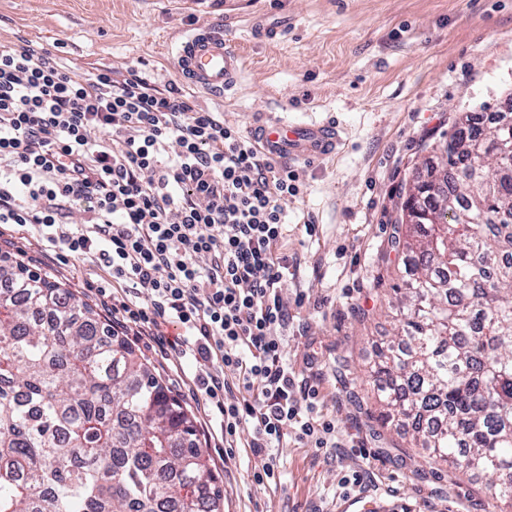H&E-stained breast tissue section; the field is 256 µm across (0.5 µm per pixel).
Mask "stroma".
I'll use <instances>...</instances> for the list:
<instances>
[{"label": "stroma", "instance_id": "35a3bbf8", "mask_svg": "<svg viewBox=\"0 0 512 512\" xmlns=\"http://www.w3.org/2000/svg\"><path fill=\"white\" fill-rule=\"evenodd\" d=\"M207 21L223 24L243 66L232 90L198 93L200 105L246 132L273 113L330 121L342 136L332 155L291 163L307 190L284 204L297 271L281 291L285 359L317 384L339 447L288 442L280 486L256 485L254 457L226 453L218 420L197 400L194 362L127 336L188 409L222 481V512H344L358 496L359 512H484L485 479L421 466L410 435L381 423L368 371L392 327L398 192L460 113L496 111L512 91V0H0V40L58 50L82 71L134 68L160 91L179 78L178 38ZM1 254L113 319L100 294L112 278L93 263L58 261L36 232L14 226L0 228ZM363 469L362 486L339 488Z\"/></svg>", "mask_w": 512, "mask_h": 512}]
</instances>
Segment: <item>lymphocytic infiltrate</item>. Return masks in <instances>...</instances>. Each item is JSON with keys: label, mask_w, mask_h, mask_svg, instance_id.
Instances as JSON below:
<instances>
[{"label": "lymphocytic infiltrate", "mask_w": 512, "mask_h": 512, "mask_svg": "<svg viewBox=\"0 0 512 512\" xmlns=\"http://www.w3.org/2000/svg\"><path fill=\"white\" fill-rule=\"evenodd\" d=\"M304 189L182 85L160 92L130 68L79 75L49 49L0 40V224L126 283L123 325L194 359L225 447L251 431L259 485L279 484L284 440L339 445L284 356L283 203ZM80 202L88 218L75 228L67 213ZM169 323L184 329L177 341Z\"/></svg>", "instance_id": "f902f5d3"}]
</instances>
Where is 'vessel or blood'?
I'll use <instances>...</instances> for the list:
<instances>
[{
    "instance_id": "vessel-or-blood-1",
    "label": "vessel or blood",
    "mask_w": 512,
    "mask_h": 512,
    "mask_svg": "<svg viewBox=\"0 0 512 512\" xmlns=\"http://www.w3.org/2000/svg\"><path fill=\"white\" fill-rule=\"evenodd\" d=\"M175 61L185 85L215 97L235 86L242 67L241 57L225 40L223 28L211 23L197 26L177 43ZM254 135L262 152L288 159L330 154L341 141L335 123H294L281 116L260 119Z\"/></svg>"
}]
</instances>
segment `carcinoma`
<instances>
[{"mask_svg": "<svg viewBox=\"0 0 512 512\" xmlns=\"http://www.w3.org/2000/svg\"><path fill=\"white\" fill-rule=\"evenodd\" d=\"M447 189L403 188L393 334L371 368L379 420L434 463L491 477L512 508V120L439 136ZM186 407L73 293L0 255V512H219Z\"/></svg>", "mask_w": 512, "mask_h": 512, "instance_id": "obj_1", "label": "carcinoma"}]
</instances>
